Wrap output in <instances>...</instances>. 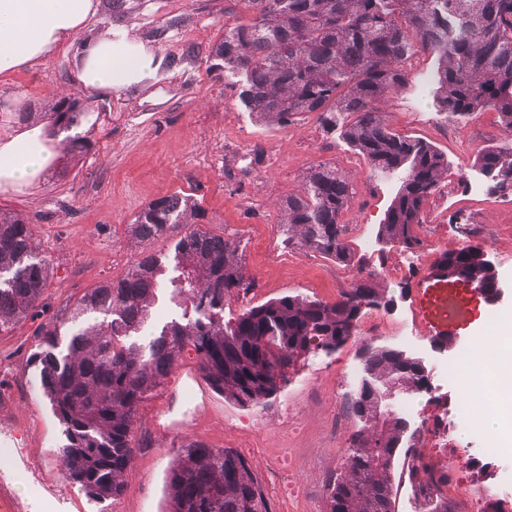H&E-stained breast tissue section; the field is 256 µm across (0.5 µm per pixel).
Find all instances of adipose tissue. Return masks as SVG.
I'll return each mask as SVG.
<instances>
[{"label":"adipose tissue","instance_id":"obj_1","mask_svg":"<svg viewBox=\"0 0 512 512\" xmlns=\"http://www.w3.org/2000/svg\"><path fill=\"white\" fill-rule=\"evenodd\" d=\"M96 13L95 0H0V78L34 67L65 50L77 59L76 79L92 99L143 84L159 61L142 41L120 27H108L80 42L77 33ZM63 136L50 119L0 131V194L23 193L43 181L59 161ZM497 353L498 408L479 414L473 428L501 441L512 440V318L493 333H478L469 350V367L457 384L473 391L472 375Z\"/></svg>","mask_w":512,"mask_h":512}]
</instances>
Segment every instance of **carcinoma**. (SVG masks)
<instances>
[{"label": "carcinoma", "mask_w": 512, "mask_h": 512, "mask_svg": "<svg viewBox=\"0 0 512 512\" xmlns=\"http://www.w3.org/2000/svg\"><path fill=\"white\" fill-rule=\"evenodd\" d=\"M244 24L224 29L213 56L238 78L249 114L286 126L313 115L340 131L372 170L396 176L398 190L378 225L377 238L413 250L425 202L448 170L444 152L430 142L394 132L377 104L406 80L416 55L437 56L434 105L449 116L490 107L506 137L475 161L491 175L490 189H512V0H244ZM76 102L52 105L67 129ZM349 182L337 169L318 166L303 191L285 204L288 242L349 262L342 212ZM197 200L174 193L149 203L131 224L141 252L118 280L89 289L70 308L67 339L53 322L38 333L29 366L39 376L64 437V476L93 499L123 494L122 473L134 460L140 403L162 387L182 353L194 351L208 385L239 407L257 405L288 382L310 354L354 335L363 310L387 307L385 291L368 277L334 302L286 295L224 321V304L254 288L241 273L235 243L208 231H190L175 245L177 275L169 300L195 317L171 320L146 344L133 341L151 328L164 276L151 241L176 224H193ZM475 246L444 254L441 269L478 284L492 278ZM51 263L29 218L0 210V333L26 319L49 285ZM368 383L351 406L352 433L342 471L326 485V512H396V465L412 451L409 423L385 407L393 392L425 386V365L404 351L372 346L365 352ZM409 477L419 512H457L445 487L450 476L411 462ZM171 512H273L247 460L231 448L187 439L167 480Z\"/></svg>", "instance_id": "1"}]
</instances>
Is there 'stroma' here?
<instances>
[{"label":"stroma","instance_id":"1","mask_svg":"<svg viewBox=\"0 0 512 512\" xmlns=\"http://www.w3.org/2000/svg\"><path fill=\"white\" fill-rule=\"evenodd\" d=\"M249 15L243 0H125L115 14L106 0H97L85 35L123 25L160 60H172V67L143 86L96 101L76 82L69 52L0 81V103L19 102L18 108L0 112V129L18 125L21 113L51 107L62 98L96 115L83 130L90 148L79 162L62 159L30 194L0 195V209L31 217L52 263L43 296L47 315L64 310L89 288L121 278L139 253L130 231L136 215L155 199L184 192L205 210L200 228L236 241L243 271L256 281L246 298L225 304V318L288 294L333 301L372 273L393 302L364 312L359 327L372 322L387 327L417 307L431 327L430 340H451L449 348L433 351V363L463 364L477 332L496 328L512 313V191L485 186L473 193L462 179L474 173L484 149L502 140L497 112L486 108L462 118L437 112L432 84L437 60L432 55L415 58L407 81L382 99L379 110L392 129L430 141L448 156V171L426 202L417 230L423 269L388 277L386 269L401 268L404 249L367 251L360 238L374 236L398 179L374 175L340 135L325 132L315 117L302 116L285 126L258 120L241 105L234 77L215 68L212 51L225 28ZM319 164L336 167L351 186L346 213L354 225L345 235L352 253L348 263L286 242L283 204L301 192L309 168ZM470 244L481 247L495 268L501 290L497 301H486L466 281L433 277L445 252ZM272 255L277 258L273 264L268 261ZM422 284L447 292L462 318L438 323L434 298L416 295ZM38 325L30 319L0 334V512H12L19 500L32 501V512H169L167 475L187 437L237 451L264 484L271 476L263 457L280 448L296 449V474L307 494L297 504L280 501L278 512H326L323 476L340 471L357 427L352 418L344 430H336L335 398L345 363L359 357L358 338L333 353L308 357L275 398L246 408L213 392L195 374L194 352L185 351L164 387L138 409L135 436L145 439L146 448L124 472L123 494L100 501L63 475L61 428L28 365ZM188 387L198 408L186 420L180 398ZM284 408L301 416L300 433L284 435L277 422ZM178 418L183 428L172 427ZM448 436L461 458L459 471L450 475L449 499L470 502L485 478L496 481L500 491L512 492V451L490 447L465 420H449Z\"/></svg>","mask_w":512,"mask_h":512}]
</instances>
